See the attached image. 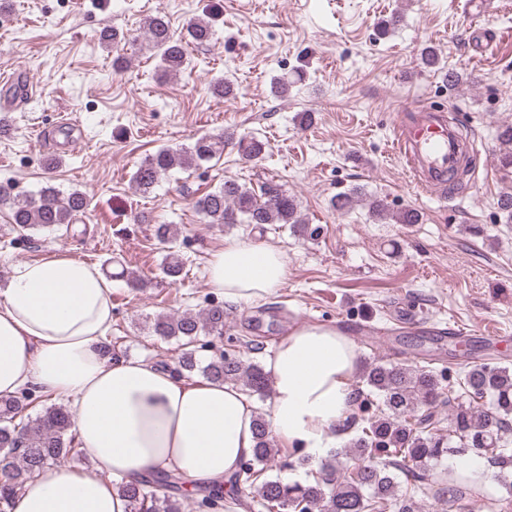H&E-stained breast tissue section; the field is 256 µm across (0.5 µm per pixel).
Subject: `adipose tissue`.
<instances>
[{
    "label": "adipose tissue",
    "mask_w": 512,
    "mask_h": 512,
    "mask_svg": "<svg viewBox=\"0 0 512 512\" xmlns=\"http://www.w3.org/2000/svg\"><path fill=\"white\" fill-rule=\"evenodd\" d=\"M287 275L280 247L247 241L225 243L207 268L209 287L231 302L270 296ZM112 314L111 281L76 257L25 264L0 292V399L28 390L67 403L77 442L93 463L33 476L11 512H127L116 482L175 472L191 486L218 485L252 457L255 401L231 384L112 359ZM264 369L273 387L266 406L271 430L321 455L355 399L351 339L324 325L295 328Z\"/></svg>",
    "instance_id": "adipose-tissue-1"
}]
</instances>
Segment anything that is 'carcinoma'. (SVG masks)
Here are the masks:
<instances>
[{"label": "carcinoma", "mask_w": 512, "mask_h": 512, "mask_svg": "<svg viewBox=\"0 0 512 512\" xmlns=\"http://www.w3.org/2000/svg\"><path fill=\"white\" fill-rule=\"evenodd\" d=\"M145 40L167 74L182 71L187 63L185 45L209 44L215 35L210 17H197L176 38L165 16L150 17ZM500 163L512 166V126L500 134ZM234 144L248 160L260 158L266 143L254 136L237 135L233 129L204 134L187 147H166L149 155L136 169L132 181L136 190L151 192L159 180L178 170L197 167ZM359 188L331 199L332 208L343 211L363 200ZM0 206L11 210L12 223L22 230L68 225L89 206L87 195L75 190L63 193L54 187L41 189L36 197L19 199L11 188L0 185ZM369 212L378 220L414 224L419 216L412 210L387 211L383 204L368 200ZM194 208L209 224L226 227L236 224H288L305 239L320 236L322 227L309 224L301 215L296 197L276 183L254 190L227 179L214 190L198 197ZM180 229L174 224H158L155 236L162 244L177 240ZM185 262L173 250L167 251L161 273L176 283ZM153 335L181 343L177 372L199 371L211 380L239 386L246 393L265 400L272 384L262 365L241 354L221 352L200 365L193 348L201 336L224 335V306L212 305L199 314L159 315L151 325ZM465 364L460 386L471 400L485 402L475 407L451 394L444 378L426 367H409L384 360L367 364L361 378L381 406L357 435L342 448H333L321 462L313 480L286 483L279 476H265L276 468L272 431L264 414L256 416V447L233 479L231 501H226L219 485L195 489L197 507L224 512L230 506L251 507L250 497L264 512H416L414 492L417 482L430 476L442 458L469 452L490 457L497 467V480L512 492V453L507 433L512 431V368L492 366L477 349L463 353ZM28 396L0 400V512H10L16 492L33 474L49 468L65 457L80 459L72 435L73 416L68 408L54 403L35 416L26 413ZM448 420V435L433 432L435 425ZM405 475V493H399L394 471ZM444 499L448 512L459 501L474 494L475 480L461 471L443 473ZM186 480L179 473L149 474L136 483L120 482L118 489L127 498L129 512H181L177 495Z\"/></svg>", "instance_id": "obj_1"}]
</instances>
